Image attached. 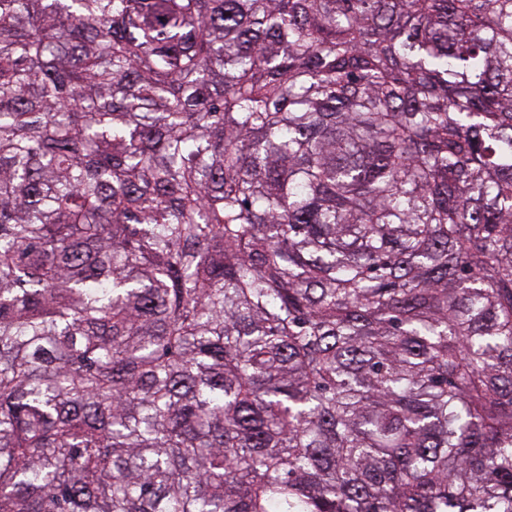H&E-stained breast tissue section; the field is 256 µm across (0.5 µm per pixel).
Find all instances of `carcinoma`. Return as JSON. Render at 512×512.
I'll return each mask as SVG.
<instances>
[{
	"mask_svg": "<svg viewBox=\"0 0 512 512\" xmlns=\"http://www.w3.org/2000/svg\"><path fill=\"white\" fill-rule=\"evenodd\" d=\"M0 512H512V0H0Z\"/></svg>",
	"mask_w": 512,
	"mask_h": 512,
	"instance_id": "carcinoma-1",
	"label": "carcinoma"
}]
</instances>
